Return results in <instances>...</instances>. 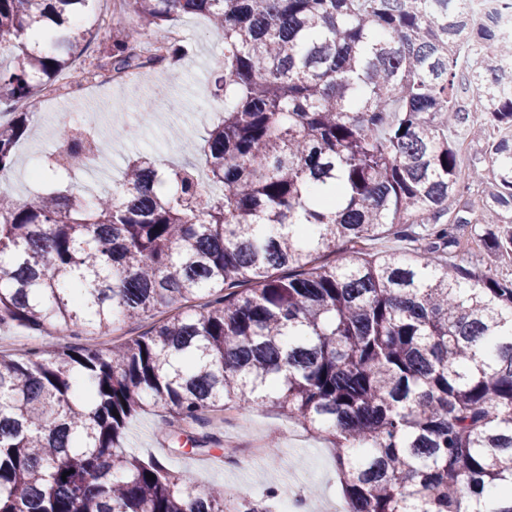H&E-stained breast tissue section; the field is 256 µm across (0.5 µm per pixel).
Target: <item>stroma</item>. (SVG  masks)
I'll use <instances>...</instances> for the list:
<instances>
[{
	"label": "stroma",
	"instance_id": "1",
	"mask_svg": "<svg viewBox=\"0 0 512 512\" xmlns=\"http://www.w3.org/2000/svg\"><path fill=\"white\" fill-rule=\"evenodd\" d=\"M175 26L187 33L192 47L176 69L147 71L136 86L105 83L89 99L70 98L37 112L34 136L19 144L14 165L0 171V191L13 193L23 201L34 199L37 190L24 179L28 157L33 152L47 155L56 149L55 132L71 113L95 112L104 117L98 130L104 150L95 172L77 174L76 195L101 190L102 179H119L127 158L137 152H154L166 165H203L198 147L224 112L223 98L212 94V75L220 69L224 47L209 36L202 19L183 17ZM158 87L166 88L165 96H155ZM145 108L151 112L147 121L141 114ZM115 113L125 116L126 135L119 139L112 136L111 116ZM160 422V409L142 411L130 421L124 447L143 458L163 459L171 472L184 481L202 488L222 484L254 499L262 498L268 489H284L287 474L275 462L249 467L224 458L228 448L246 451L272 443L296 470L311 474V483L317 489L313 500L320 503V512H335V504L342 498L333 450L270 407L259 406L248 415L230 417L224 426L223 444L211 447L205 454L193 453L190 445H179L162 436Z\"/></svg>",
	"mask_w": 512,
	"mask_h": 512
}]
</instances>
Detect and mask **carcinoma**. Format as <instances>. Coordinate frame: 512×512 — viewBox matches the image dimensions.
Returning a JSON list of instances; mask_svg holds the SVG:
<instances>
[{
    "mask_svg": "<svg viewBox=\"0 0 512 512\" xmlns=\"http://www.w3.org/2000/svg\"><path fill=\"white\" fill-rule=\"evenodd\" d=\"M98 2L0 0V170L23 106L82 88ZM122 2L151 34L199 16L224 43L212 191L140 154L85 203L63 175L92 146L68 124L52 188L0 191V326L43 337L0 353V512H271L127 452L148 401L196 447L224 410L277 406L329 442L349 512H512V279L455 262L467 225L512 255V39L460 0ZM187 46L115 38L108 70ZM399 224L426 231L415 258L365 253ZM120 322L141 332L104 341Z\"/></svg>",
    "mask_w": 512,
    "mask_h": 512,
    "instance_id": "1",
    "label": "carcinoma"
}]
</instances>
